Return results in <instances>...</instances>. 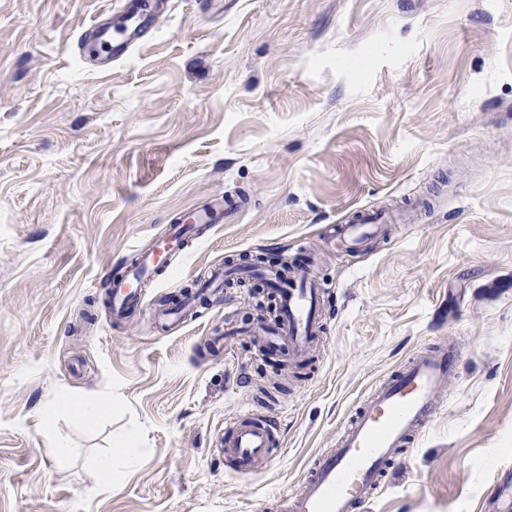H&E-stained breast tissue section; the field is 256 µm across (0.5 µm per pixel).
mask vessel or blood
<instances>
[{
	"instance_id": "b4317fda",
	"label": "vessel or blood",
	"mask_w": 512,
	"mask_h": 512,
	"mask_svg": "<svg viewBox=\"0 0 512 512\" xmlns=\"http://www.w3.org/2000/svg\"><path fill=\"white\" fill-rule=\"evenodd\" d=\"M146 25L142 15L130 16L125 30L112 32L103 21L82 30L76 52H105L103 69L134 47ZM217 209L194 213L189 223L171 225L168 236L144 253L136 268L112 283V313L123 315L141 300V286L150 275L166 271L193 225L215 224ZM380 227L377 215L364 211L344 225L338 239L346 251L357 249ZM264 279L278 298L277 315L261 343L280 349L289 360L301 359L326 327L320 320L322 288L309 269L282 273L267 270ZM462 352L444 341L416 352L398 370L372 385L362 405L343 425L335 447L320 451L304 479L283 500L284 512H358L382 489L391 462L434 421L440 410L437 389L459 369ZM275 418L259 420L242 414L225 423L220 452L236 474L249 476L256 461H275Z\"/></svg>"
}]
</instances>
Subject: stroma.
<instances>
[{"label": "stroma", "mask_w": 512, "mask_h": 512, "mask_svg": "<svg viewBox=\"0 0 512 512\" xmlns=\"http://www.w3.org/2000/svg\"><path fill=\"white\" fill-rule=\"evenodd\" d=\"M134 2L0 0V512H266L445 337L463 366L361 512H512V0H224L204 23L168 0L109 71L72 55ZM220 198L245 206L114 320L107 278ZM406 208L414 223L336 250L358 211ZM255 255L325 290L327 348L302 366L248 335L273 316L256 278L182 326L153 317ZM72 396L112 410L81 425ZM244 413L279 421L252 476L218 451ZM133 427L143 455L102 485Z\"/></svg>", "instance_id": "obj_1"}]
</instances>
